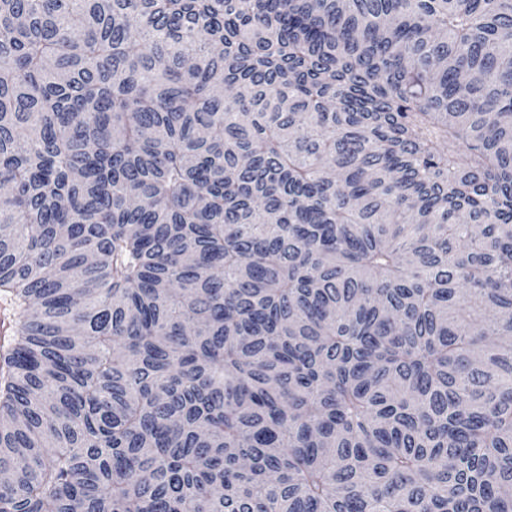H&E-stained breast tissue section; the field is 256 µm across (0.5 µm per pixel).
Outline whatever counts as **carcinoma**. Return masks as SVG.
<instances>
[{
    "instance_id": "carcinoma-1",
    "label": "carcinoma",
    "mask_w": 512,
    "mask_h": 512,
    "mask_svg": "<svg viewBox=\"0 0 512 512\" xmlns=\"http://www.w3.org/2000/svg\"><path fill=\"white\" fill-rule=\"evenodd\" d=\"M0 512H512V0H0Z\"/></svg>"
}]
</instances>
